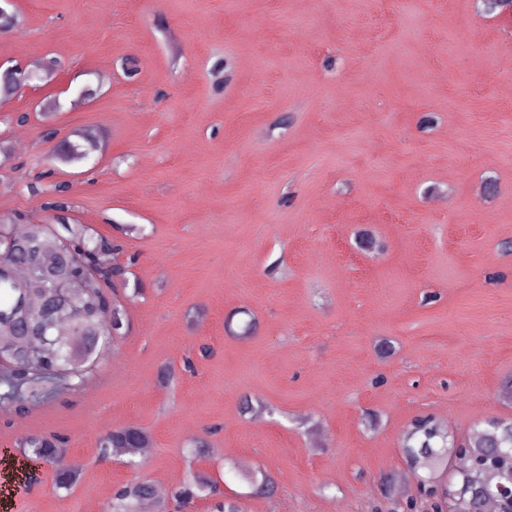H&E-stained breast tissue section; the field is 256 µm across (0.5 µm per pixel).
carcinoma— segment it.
I'll list each match as a JSON object with an SVG mask.
<instances>
[{
    "mask_svg": "<svg viewBox=\"0 0 512 512\" xmlns=\"http://www.w3.org/2000/svg\"><path fill=\"white\" fill-rule=\"evenodd\" d=\"M88 157L81 144L64 139L59 144L58 158L74 163ZM49 176L42 172L32 183L36 194L51 193L45 202L47 209L56 213L54 230L47 231L41 224H28L24 232H14L9 251H0V264L6 263L17 272L30 274L29 287L18 285L7 273L0 274V356L10 360L14 369L10 380L26 391L32 402L49 398L52 390L84 384L99 364L112 353V340L127 332L128 320L124 305L108 292L126 279L127 270L117 263L124 244L95 232L86 224L70 222L68 213L74 208L69 186L41 185ZM65 239L75 248V265L83 274L87 286L75 285L79 296L77 310L64 301L47 303L39 297L40 289L56 288L70 274L57 256L54 240ZM51 318L61 320L60 327L69 347L61 357L51 349L43 348L48 339L45 326ZM102 456H126L134 459L140 450L151 447L150 433L143 427L127 425L113 429L99 437ZM512 449V420L493 419L476 427L467 442L456 446L453 435L444 431L432 417L415 419L405 435L407 455L423 463L436 477V470L445 465L448 457H462L467 464L454 472L457 486L464 490L470 512H485V504L471 501V490L481 479L506 482L512 474L501 471L492 458L495 448ZM64 451L63 441L55 436L35 434L26 439L22 452L29 458H40L49 463ZM80 480V472L62 470L54 474L57 489L68 490ZM209 491L212 499L210 512H240L238 505L224 498L217 483L199 476L194 482L176 487L164 495L178 505L191 503L200 493ZM159 498L156 487L148 481L133 482L117 490L104 503L105 512H139L140 505Z\"/></svg>",
    "mask_w": 512,
    "mask_h": 512,
    "instance_id": "1",
    "label": "carcinoma"
}]
</instances>
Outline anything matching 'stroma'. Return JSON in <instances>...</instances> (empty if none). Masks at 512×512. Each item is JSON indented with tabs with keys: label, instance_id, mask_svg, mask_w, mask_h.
<instances>
[{
	"label": "stroma",
	"instance_id": "35a3bbf8",
	"mask_svg": "<svg viewBox=\"0 0 512 512\" xmlns=\"http://www.w3.org/2000/svg\"><path fill=\"white\" fill-rule=\"evenodd\" d=\"M12 3L0 58L61 66L0 108V216L50 223L30 190L50 171L78 223L136 226L119 260L143 293L89 383L21 415L0 403V512H100L127 483L165 493L194 472L243 512H426L411 421L462 439L512 418V20L478 0ZM49 128L98 148L57 162ZM362 231L382 252L357 249ZM245 398L269 412L242 415ZM126 425L152 437L142 467L99 456ZM34 434L67 438L77 485L30 476ZM238 467L274 493L251 495Z\"/></svg>",
	"mask_w": 512,
	"mask_h": 512
}]
</instances>
